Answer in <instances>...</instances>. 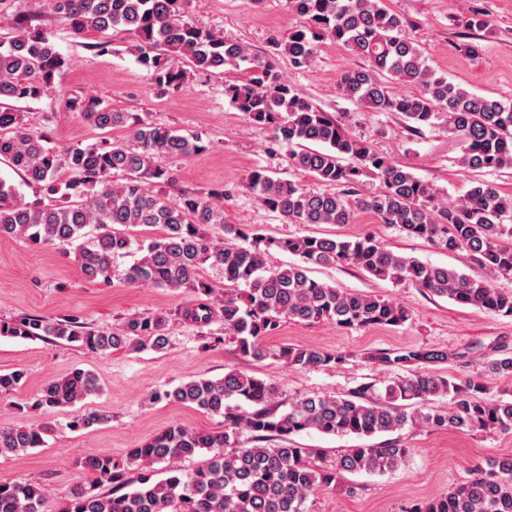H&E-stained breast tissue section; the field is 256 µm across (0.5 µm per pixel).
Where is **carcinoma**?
Returning a JSON list of instances; mask_svg holds the SVG:
<instances>
[{"label": "carcinoma", "mask_w": 512, "mask_h": 512, "mask_svg": "<svg viewBox=\"0 0 512 512\" xmlns=\"http://www.w3.org/2000/svg\"><path fill=\"white\" fill-rule=\"evenodd\" d=\"M5 2L0 0V29L7 28L0 35V161L52 200L28 201L18 186L0 177V238L71 249L90 281L112 279L113 260L136 252L139 258L125 273L129 283L193 291L196 299L184 317L208 324L219 314L239 352L252 359L271 354L262 339L275 335L286 319L326 321L349 330L395 328L409 320V311L388 297L310 277L312 265H351L382 281L411 282L438 297L512 318V291L494 285L512 277V195L481 178L512 169V102L476 95L437 74L382 0H288L301 22L273 39L274 54L287 56L297 70L307 69L329 39L365 60V66L340 76L345 99L374 112H395L414 133L444 120L461 151L459 169L472 175L471 187L457 200L444 199L433 184L367 139L349 134L288 81L272 57L187 21L186 0L51 2L78 36L108 30L131 36L129 50L164 93L182 88L189 68L216 76L243 70L245 76L224 80V95L250 120L271 127L273 142L288 147L293 166L322 186L308 190L264 168L252 170L246 188L286 222L349 224L361 210L439 250L467 252L483 277L397 253L369 235L276 238L226 225L224 208L212 202L224 192L183 191L171 199L165 191L173 173L158 159L200 154L206 150L200 134H178L130 112H115L98 99L69 97L65 107L100 130L127 128L128 139L104 137L90 146L54 149L45 133L28 127L14 103L60 93L56 77L70 59L42 27L8 22ZM395 84L407 91H394ZM119 173L124 178L114 180ZM369 177L379 180L381 190L349 199ZM138 226L157 227L160 234L137 245L129 229ZM213 226L222 234L213 235ZM226 233L239 243H225ZM272 249L299 257V263L269 267ZM206 263L224 274V288L201 276ZM167 325L163 313L130 318L118 332L84 326L73 315L28 316L0 320V336L76 343L104 356L123 347L161 351L168 345ZM271 355L297 370L329 369L343 361L337 353L303 346L285 345ZM448 358L449 353L428 348L381 352L375 360L394 369L382 387L368 385L349 396L304 394L282 411L274 384L236 368L221 378L197 377L159 390L153 400L220 415L224 430L172 424L123 457L84 456L78 464L89 478L71 488L60 512H309L310 496L322 487L339 488L342 473L393 471L405 465L412 449L394 442L350 448L330 466L323 449L295 447L294 436L372 438L407 426L466 433L512 429V401L487 397L483 379L456 382L428 370ZM488 370L511 379L512 352L502 351ZM24 377L22 370L0 372V395L16 390ZM101 390L92 371L76 368L48 381L34 406L71 407ZM442 399L448 406H434ZM109 419L87 410L72 416L68 427L81 431ZM242 431L252 435V446L238 445ZM51 432L45 424L0 428V456L41 448ZM203 452L208 457L200 465L184 466ZM156 464L163 465L165 478L153 479ZM45 499L44 489L27 480L0 481V512H44ZM411 512H512V455L473 467L466 480Z\"/></svg>", "instance_id": "carcinoma-1"}]
</instances>
